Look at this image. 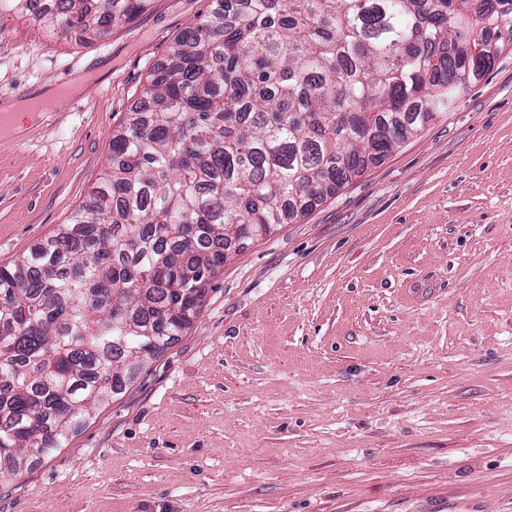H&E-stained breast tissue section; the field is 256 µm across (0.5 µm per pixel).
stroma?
<instances>
[{"mask_svg": "<svg viewBox=\"0 0 512 512\" xmlns=\"http://www.w3.org/2000/svg\"><path fill=\"white\" fill-rule=\"evenodd\" d=\"M205 0L94 38L0 13V98L83 75L0 140V265L68 223ZM0 512H512V48L447 111L228 255L200 314Z\"/></svg>", "mask_w": 512, "mask_h": 512, "instance_id": "obj_1", "label": "stroma"}]
</instances>
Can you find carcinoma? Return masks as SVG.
Returning a JSON list of instances; mask_svg holds the SVG:
<instances>
[{
    "instance_id": "1",
    "label": "carcinoma",
    "mask_w": 512,
    "mask_h": 512,
    "mask_svg": "<svg viewBox=\"0 0 512 512\" xmlns=\"http://www.w3.org/2000/svg\"><path fill=\"white\" fill-rule=\"evenodd\" d=\"M149 0H0L105 37ZM512 45V0H224L185 29L70 223L0 265V480L63 448L200 313L225 245L349 181Z\"/></svg>"
}]
</instances>
